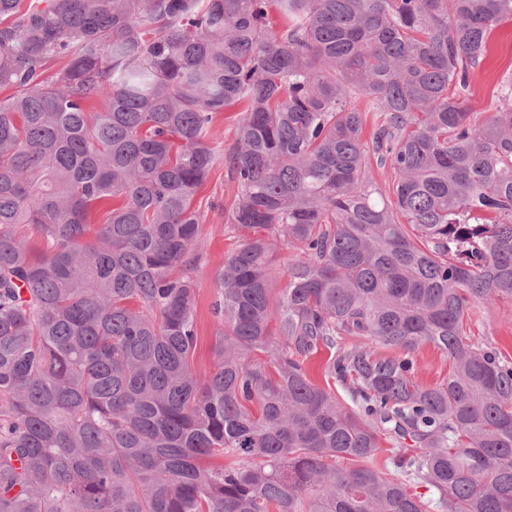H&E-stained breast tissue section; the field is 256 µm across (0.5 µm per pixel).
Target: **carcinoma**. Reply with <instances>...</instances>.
<instances>
[{"mask_svg":"<svg viewBox=\"0 0 512 512\" xmlns=\"http://www.w3.org/2000/svg\"><path fill=\"white\" fill-rule=\"evenodd\" d=\"M507 16L0 0V512H512V364L466 331L512 298V104L475 125L464 99ZM235 105L201 373L192 200ZM420 371L417 381L425 386L442 383L448 377V357L431 345L420 348L418 355Z\"/></svg>","mask_w":512,"mask_h":512,"instance_id":"carcinoma-1","label":"carcinoma"}]
</instances>
